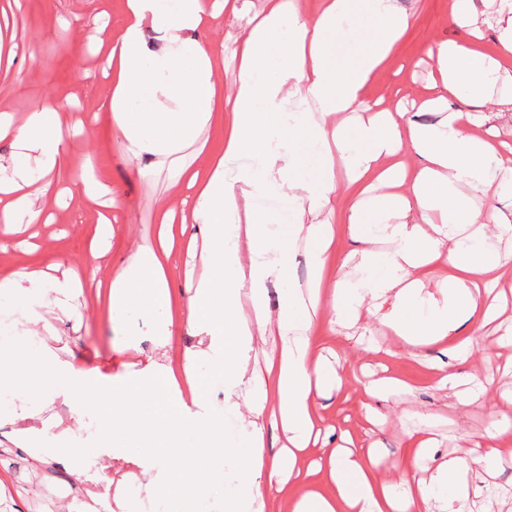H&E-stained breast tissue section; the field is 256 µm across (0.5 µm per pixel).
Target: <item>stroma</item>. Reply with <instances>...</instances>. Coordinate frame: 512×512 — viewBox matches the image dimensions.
I'll list each match as a JSON object with an SVG mask.
<instances>
[{"label": "stroma", "mask_w": 512, "mask_h": 512, "mask_svg": "<svg viewBox=\"0 0 512 512\" xmlns=\"http://www.w3.org/2000/svg\"><path fill=\"white\" fill-rule=\"evenodd\" d=\"M450 0H399L410 22L387 67L369 85L367 98L378 108L405 107L412 120L430 124L434 113L420 111L423 100L444 93L433 50L439 42L473 40L471 28L454 23ZM122 0H23L22 27L15 30L13 71L19 72L23 93L0 83V105L17 119L49 96H76L82 121L81 134L66 143V156L53 176L54 187H75L91 178L115 191L118 203L112 211L116 238L98 261L89 257V243L101 206L82 197L66 207H51L50 223L20 224L9 230L0 226V272L11 273L37 264L57 265L59 273H77L84 283L75 314L55 310L53 295L31 301L0 292V334L30 336L41 333L49 346L76 368L95 372L100 379L118 381L145 366L158 354L148 316L132 312L113 318L106 289L130 253L134 243L152 238L159 200L179 203L182 193L168 171L142 177L137 164L125 157L112 136V120L106 110L109 84L102 75L103 55L91 49L86 35L91 25L102 31L117 29ZM69 112L60 113L61 124H70ZM499 291L500 316L490 322L477 341L480 350L467 362H459L447 343L410 348L379 324L370 312L338 326L335 334H323L320 351L337 356L334 368L340 387H328L317 399L316 420L322 430L319 441L308 448L316 460L329 454L349 434L356 444H374L379 455V474L396 478L395 464L413 459L421 433V416L431 419L437 442L422 463L425 473L465 456L469 442L489 431L498 434L500 463L490 474H481L482 490L471 497L469 512H512V271L504 273ZM451 372L475 376L482 389L460 404L441 379ZM381 378L406 384L404 392L364 398L363 389ZM20 404L44 421L42 431L28 433L23 423L0 425V448L21 452L23 462L12 469L0 464V512H87V488L94 486L84 466L57 458L56 475L38 477L34 467L38 450L58 441L55 422L71 421L69 443L96 453L103 432H110L114 447L126 456L137 453L135 440L116 431L106 407L80 405L77 399L40 389L27 391ZM240 481L237 467H221L209 483L207 495L186 504L160 495L141 474L131 486L114 490L108 482L95 486L105 491L112 512H224V493Z\"/></svg>", "instance_id": "obj_1"}]
</instances>
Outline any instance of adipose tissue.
<instances>
[{"label":"adipose tissue","mask_w":512,"mask_h":512,"mask_svg":"<svg viewBox=\"0 0 512 512\" xmlns=\"http://www.w3.org/2000/svg\"><path fill=\"white\" fill-rule=\"evenodd\" d=\"M235 9L234 0H125L120 30L105 47L114 139L133 159H148L149 169L173 171L176 183L191 190L192 218L204 230L202 244L182 242L173 231L174 207L160 202L153 239L136 245L110 284L112 315L145 311L160 342L185 328L200 336L202 347L185 352L180 370L161 353L112 384L74 369L46 344L21 341L0 349V382L17 389L31 379L45 390L109 405L113 425L142 438L143 451L132 460L143 474L177 461L178 470L158 486L190 501L205 493L208 481L185 437L223 431L193 380L198 364L207 362L224 378L225 401L240 398L246 407L238 445L227 451L243 478L225 497L224 512H265L284 493L291 512H466L480 491L469 477L494 462L495 436L426 479L413 477L414 463L400 465L393 482L379 476L373 448L340 446L326 459V484L315 481L304 457L329 373L313 331L319 310L343 319L367 306L407 346L445 340L465 359L482 324L494 320L482 292L512 266V250L489 246L485 230L512 219L475 201L495 183L489 158L508 145L470 128L478 112L507 102L499 88L512 86V0H488L483 12L473 0H453L452 20L492 29L497 47L490 55L470 42L437 44L443 85L461 105L428 125L400 110L359 115L367 87L408 26L398 0H322L312 17L293 0H269L263 17L247 18L228 66L199 35ZM151 31L164 32L165 49L148 47ZM224 68L231 74L225 83L217 78ZM221 107L229 115L223 143L212 149L206 173L186 170L178 153ZM64 108L46 99L21 123L0 113V139L11 138L16 147L12 157L0 158V224L43 220L48 177L66 150ZM407 146L424 161L412 178L400 159ZM341 182L350 195L340 210ZM267 196L279 199L281 213L255 208ZM314 212L326 213V221L308 222ZM340 222L358 247L344 260L346 276L332 282L328 261ZM180 247L200 251L202 267L187 277L193 296L177 306L169 275ZM301 252L312 277L298 287L291 271ZM437 269L443 289L435 296L425 280ZM272 282L284 288L274 311L266 302ZM80 286L78 277L61 280L41 268L0 279V288L22 298L43 287L68 297ZM257 340L271 344L261 368L249 363ZM138 398L164 400L166 417L136 414ZM268 421L284 437L274 456L264 451Z\"/></svg>","instance_id":"1"}]
</instances>
